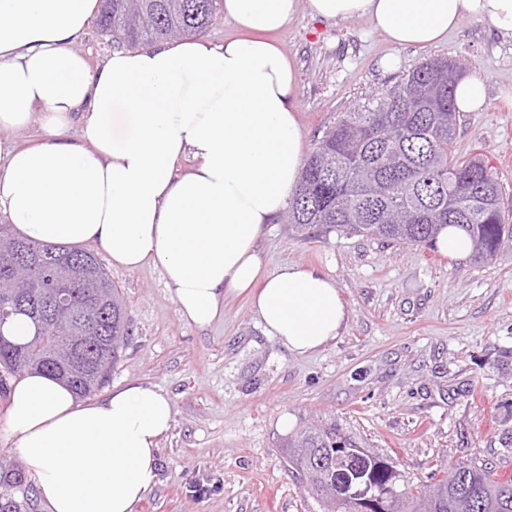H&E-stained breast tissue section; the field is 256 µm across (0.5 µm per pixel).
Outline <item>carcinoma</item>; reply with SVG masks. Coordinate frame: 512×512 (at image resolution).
<instances>
[{"label":"carcinoma","instance_id":"carcinoma-1","mask_svg":"<svg viewBox=\"0 0 512 512\" xmlns=\"http://www.w3.org/2000/svg\"><path fill=\"white\" fill-rule=\"evenodd\" d=\"M219 0H107L98 28L118 48H147L159 41L201 36L210 26ZM448 60L423 62L397 84L382 90L366 106L346 112L310 153L288 209V223L304 231L343 232L390 242L432 245L444 226L466 232L475 260L487 262L512 246V224L505 221L502 191L493 171L479 157L454 152L457 125ZM0 238L19 242L41 256L33 270L39 287L54 288L57 260L67 256L76 266L69 284L70 313L84 316L88 338L68 341L63 330L43 325L30 302L31 286L16 283V299L6 302L10 315L0 325V368L15 377L38 369L65 381L86 397L103 387L102 369L112 370L130 336V319L121 292L91 252L70 245L19 238L0 225ZM30 320V336L16 340L7 326ZM67 346L75 358L62 364L50 359L52 348ZM353 444L336 426L310 428L288 441V463L319 502L331 499L333 478ZM365 479L384 490L399 488L393 512H422L424 500L435 512H512V479L502 480L486 465L451 466L429 484H415L393 461L367 457ZM33 487L14 463L0 456V512H30Z\"/></svg>","mask_w":512,"mask_h":512}]
</instances>
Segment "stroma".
Listing matches in <instances>:
<instances>
[{
	"mask_svg": "<svg viewBox=\"0 0 512 512\" xmlns=\"http://www.w3.org/2000/svg\"><path fill=\"white\" fill-rule=\"evenodd\" d=\"M276 40L292 63L303 150L343 115L425 59L468 63L488 97L461 113L457 155L479 153L512 223V40L464 22L438 45L393 50L364 18L327 22L299 8ZM397 54L388 71L380 60ZM270 265L328 275L347 310L341 336L310 355L266 336L244 299L199 330L181 319L159 267L108 268L131 319L108 387L156 385L173 401L157 485L136 512H322L287 462L295 429L335 425L413 479L451 464L491 463L512 479V253L478 264L424 245L316 230L277 219L259 239Z\"/></svg>",
	"mask_w": 512,
	"mask_h": 512,
	"instance_id": "1",
	"label": "stroma"
}]
</instances>
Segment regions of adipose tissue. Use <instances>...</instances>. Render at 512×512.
<instances>
[{
	"instance_id": "obj_1",
	"label": "adipose tissue",
	"mask_w": 512,
	"mask_h": 512,
	"mask_svg": "<svg viewBox=\"0 0 512 512\" xmlns=\"http://www.w3.org/2000/svg\"><path fill=\"white\" fill-rule=\"evenodd\" d=\"M302 6L328 21L369 19L397 49L438 44L466 21L512 38V0H224L239 37L115 50L93 70L71 43L99 0H0V130L38 111L46 131L0 161V216L18 236L90 244L128 271L155 262L197 328L243 295L288 351L336 340L346 309L335 283L297 265L268 269L258 248L303 163L294 71L274 39ZM8 401L0 431L48 512H135L156 485L174 422L161 388L130 382L81 403L29 372L11 380Z\"/></svg>"
}]
</instances>
